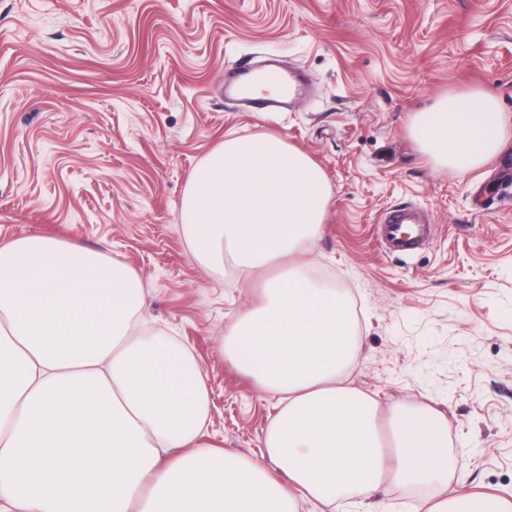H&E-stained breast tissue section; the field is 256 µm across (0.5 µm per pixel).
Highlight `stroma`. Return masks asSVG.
<instances>
[{
	"mask_svg": "<svg viewBox=\"0 0 512 512\" xmlns=\"http://www.w3.org/2000/svg\"><path fill=\"white\" fill-rule=\"evenodd\" d=\"M306 73L282 119L240 110L221 80L244 55ZM496 92L512 116V0H0V243L43 234L134 269L143 337L186 347L209 388L206 444L264 450L275 397L224 354L286 260L252 280L207 271L180 232L190 173L237 133L305 152L332 191L315 268L359 308L349 385L442 416L482 490L512 495V187L499 157L436 168L408 133L440 94ZM401 203L436 234L402 258L373 226Z\"/></svg>",
	"mask_w": 512,
	"mask_h": 512,
	"instance_id": "obj_1",
	"label": "stroma"
}]
</instances>
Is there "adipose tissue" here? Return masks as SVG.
Masks as SVG:
<instances>
[{
    "label": "adipose tissue",
    "mask_w": 512,
    "mask_h": 512,
    "mask_svg": "<svg viewBox=\"0 0 512 512\" xmlns=\"http://www.w3.org/2000/svg\"><path fill=\"white\" fill-rule=\"evenodd\" d=\"M437 167L468 172L512 132L497 97L451 91L411 115ZM331 199L321 169L274 135H227L193 171L184 236L200 264L249 278L305 253ZM299 263L269 280L224 351L277 396L265 454L201 444L210 393L183 346L137 336L144 285L124 263L44 235L0 244V512H297L384 483L430 486L426 512H512L448 465V424L344 385L358 347L350 301Z\"/></svg>",
    "instance_id": "ef3b65f1"
}]
</instances>
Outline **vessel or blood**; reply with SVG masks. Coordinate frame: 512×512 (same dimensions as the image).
<instances>
[{"label": "vessel or blood", "mask_w": 512, "mask_h": 512, "mask_svg": "<svg viewBox=\"0 0 512 512\" xmlns=\"http://www.w3.org/2000/svg\"><path fill=\"white\" fill-rule=\"evenodd\" d=\"M264 72L276 81L282 93L277 97L259 98L248 91L247 82L254 72ZM305 91L302 74L284 69L278 59L269 57L263 61L242 59L224 74V98L248 112H285ZM374 240L380 250L388 255H408L434 235V227L424 211L407 205L389 211L375 224Z\"/></svg>", "instance_id": "b4317fda"}]
</instances>
